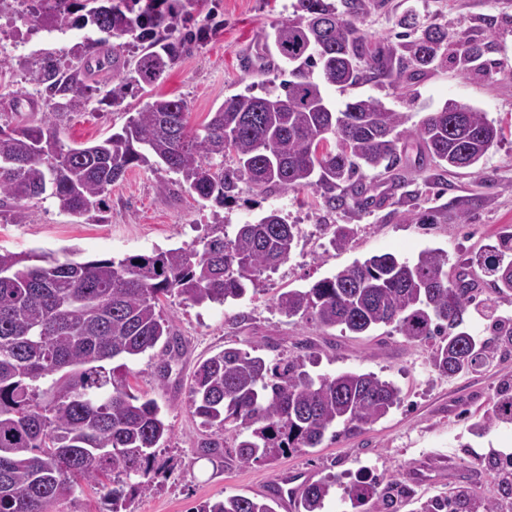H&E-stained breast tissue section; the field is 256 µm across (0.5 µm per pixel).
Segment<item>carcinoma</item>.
I'll list each match as a JSON object with an SVG mask.
<instances>
[{
	"mask_svg": "<svg viewBox=\"0 0 512 512\" xmlns=\"http://www.w3.org/2000/svg\"><path fill=\"white\" fill-rule=\"evenodd\" d=\"M205 0H39L31 21L47 31L96 27L106 37L73 45L69 60L48 52L21 65L47 92L38 126L0 127V208L20 224L26 202L47 193L59 208L85 216L104 204V194L136 166H164L196 195L216 207L236 199L239 183L260 193L312 188L332 208L347 205L336 194L344 185L367 209L374 203L365 171L391 170L399 144L415 140L444 167L469 168L497 143L501 130L486 113L464 106L432 112L414 128L406 115L368 97L336 112L326 85L346 88L366 75L407 84L453 59L460 70L489 71L484 44L463 40L448 52V31L418 22L408 12L400 25L401 47L376 46L357 26L355 0H296L294 17L273 25L277 67L288 79L265 96L251 92L226 99L201 133L189 130L186 104L150 95L125 126L90 145L62 144L57 127L82 106L93 74L112 70L103 101L122 106L130 87H153L200 38L185 31L192 10ZM116 43L109 44V39ZM140 56L131 70L121 51ZM233 155L236 167H224ZM296 225L272 210L228 234L215 214L202 249L193 246L77 262L33 257L0 249V512H55L86 483L106 490L112 512L131 492L151 489L155 449L171 428L154 399L134 395L110 367L162 345L158 376L183 349L171 334L160 300L177 295L195 304H224L245 295L261 275L286 262L296 246ZM471 264L500 294L512 293V235ZM448 257L436 250L417 260L391 253L356 262L305 290L281 293L275 306L322 328L354 336L392 325L410 342L432 344L431 364L452 377L475 369L491 353L490 341L463 328L474 299L472 283L448 278ZM189 394L195 414L210 430L202 455H221L232 440L243 464L270 461L295 448H317L338 424L347 432L384 418L401 402L400 390L376 374L343 372L313 378L298 358L274 363L236 348L199 362ZM512 422V392L496 394L491 414L474 423L485 433ZM136 482H131V479ZM332 483L308 485L303 512H322ZM355 504L376 498L389 512V496L375 482L350 487ZM278 493L229 495L200 502L193 512H276ZM417 512H476L462 493L422 502Z\"/></svg>",
	"mask_w": 512,
	"mask_h": 512,
	"instance_id": "carcinoma-1",
	"label": "carcinoma"
}]
</instances>
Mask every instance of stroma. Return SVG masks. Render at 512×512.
I'll return each instance as SVG.
<instances>
[{"label": "stroma", "instance_id": "1", "mask_svg": "<svg viewBox=\"0 0 512 512\" xmlns=\"http://www.w3.org/2000/svg\"><path fill=\"white\" fill-rule=\"evenodd\" d=\"M294 0H222L224 26L183 56L155 85L156 93L183 99L189 126L201 131L211 112L232 95L252 90L260 96L276 79L264 46L273 24L291 15ZM421 22L447 28L449 41L466 38L487 45L486 59L495 61L491 74L464 73L456 65L429 69L412 84L400 87L364 79L357 85L330 87L332 108L373 97L407 113L419 124L447 102L471 105L502 129V135L474 169L442 170L433 159H420L418 145L400 152L395 174L369 173L376 207L332 209L315 190L258 194L242 189L225 205L228 227L255 222L278 210L286 223L297 225V246L289 260L264 273L258 287L225 304L198 305L172 295L161 301L163 318L182 336L186 351L172 360L166 380H159L155 351L127 363L126 376L135 394H147L161 407L172 432L157 450L149 493L128 501L126 512H191L200 501L231 494L260 497L293 473L308 482L331 481L323 512H374L373 502L351 505L347 489L356 479L372 475L380 485L398 482L394 512H416L419 502L466 486L475 496L488 494L494 472H473L476 454L492 450L512 453V423H501L477 435L472 424L492 409L498 391L512 387V343L491 327L493 319L512 327V295L481 285L464 324L490 340L486 362L462 376L445 378L431 365V346L412 343L393 327L382 326L367 336L340 329H321L313 322L286 317L275 300L283 292L306 289L354 262L391 253L409 261L425 250L448 256L449 275L459 274L462 261L512 232V0H362L356 23L372 43L384 44L399 32L407 12ZM29 25L18 17L0 19V32L12 48L0 57V126L39 125L42 108L31 107L36 84L20 60H35L48 50L57 57L76 43L98 38L91 26H73L60 36L28 37ZM148 96L133 90L122 107L88 101L59 126L65 145L103 140L120 131ZM436 210L433 223L419 217ZM31 217L15 223L0 213V248L33 256L88 261L119 260L171 248L199 244L213 221L212 203L201 200L179 175L159 169L135 168L112 186L100 211L76 217L61 211L53 198L30 204ZM353 230L345 249L329 240L337 226ZM258 350L269 360L297 358L312 376L346 371L372 372L401 392L399 406L378 422L353 432H339L317 448L288 450L268 462L243 465L232 454L211 461L201 457L199 442L209 431L195 414L188 392L198 361L225 348Z\"/></svg>", "mask_w": 512, "mask_h": 512}]
</instances>
